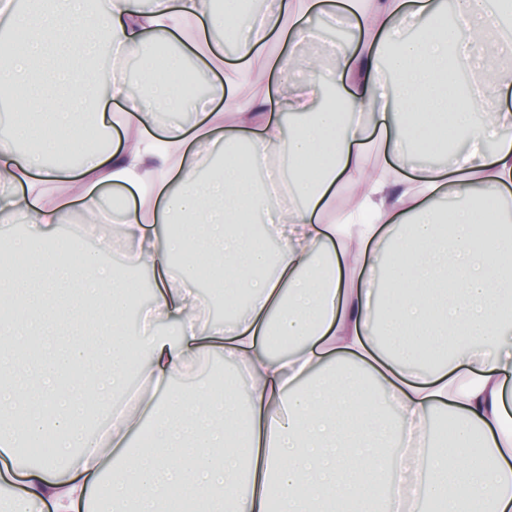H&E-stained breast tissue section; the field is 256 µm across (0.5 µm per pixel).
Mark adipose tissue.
<instances>
[{
    "instance_id": "adipose-tissue-1",
    "label": "adipose tissue",
    "mask_w": 512,
    "mask_h": 512,
    "mask_svg": "<svg viewBox=\"0 0 512 512\" xmlns=\"http://www.w3.org/2000/svg\"><path fill=\"white\" fill-rule=\"evenodd\" d=\"M351 26L331 70L299 62L316 20ZM0 83L16 92V137H0L1 246L29 260L0 270V462L22 443L51 453L27 469L8 512H373L365 478L443 512H512V232L483 230L512 190L507 82L482 78L512 50V0H39L6 16ZM277 44L274 87L239 104L214 78L232 45L240 77ZM136 59L92 85L74 61L102 49ZM194 59L205 94L185 92ZM122 104L117 147L84 138L85 112ZM223 111H214L215 100ZM185 112L186 122L161 120ZM465 148L448 162L438 130ZM381 143L386 158L367 155ZM64 193L46 202L43 186ZM136 190L112 216L103 187ZM120 235L126 266H149L143 323L124 310L134 278L101 255L55 245L62 220ZM224 275L211 319L193 267ZM221 357L230 381L175 389L174 373ZM396 409L428 472L385 453ZM456 429L435 442L430 416Z\"/></svg>"
}]
</instances>
